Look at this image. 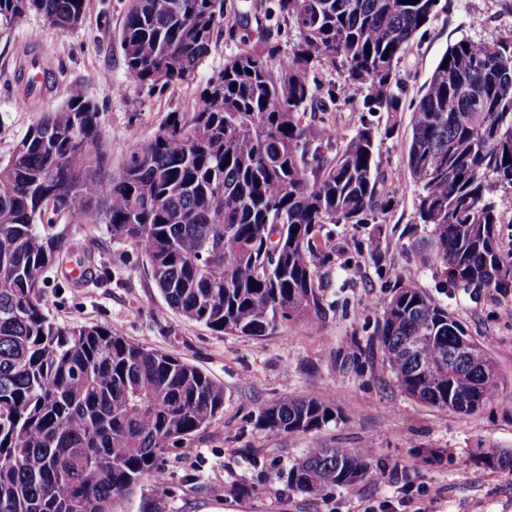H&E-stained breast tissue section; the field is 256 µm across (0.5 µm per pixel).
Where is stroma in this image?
<instances>
[{"mask_svg":"<svg viewBox=\"0 0 512 512\" xmlns=\"http://www.w3.org/2000/svg\"><path fill=\"white\" fill-rule=\"evenodd\" d=\"M275 0H225L226 20L211 55L194 80L148 86L127 72L120 36L129 0H86L77 28L62 30L28 12L0 36V161L42 115L58 108L70 88L82 87L96 103L113 163L150 142L171 112L196 101L207 80L243 44L258 47L256 23ZM512 34V0H447L416 36L397 67L402 112L381 116L377 136L390 208L372 225L327 224L334 249L321 268V307L315 320L284 322L261 338L214 332L182 317L165 302L129 245H112L101 224L83 226L76 253L89 252L112 270L104 286L46 293V310L58 322L106 324L128 340L168 352L205 371L224 387V410L204 431L164 456L162 482L143 483L120 499L114 512H140L144 499L164 512H512V471L477 459L482 448L512 450V293L487 288L471 294L437 269L429 231L415 221V191L405 169L412 103L448 46L464 39ZM38 60L50 81L29 106L18 99L17 77ZM372 240L358 253L353 242ZM411 278L447 306L495 361L492 398L470 414L413 400L401 392L376 338L379 310L371 298L390 293L395 276ZM287 395L329 401L338 418L312 434H277L258 423L261 409ZM366 454L372 468L351 487L316 496L289 490L294 460L315 444ZM467 471L468 481L457 478ZM238 481L243 493L225 497Z\"/></svg>","mask_w":512,"mask_h":512,"instance_id":"1","label":"stroma"}]
</instances>
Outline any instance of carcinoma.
I'll return each mask as SVG.
<instances>
[{
    "label": "carcinoma",
    "instance_id": "obj_1",
    "mask_svg": "<svg viewBox=\"0 0 512 512\" xmlns=\"http://www.w3.org/2000/svg\"><path fill=\"white\" fill-rule=\"evenodd\" d=\"M440 0H276L264 19L295 40L224 62L188 112H171L117 166L94 101L73 88L0 162V512H113L116 499L160 482L166 451L208 428L224 386L110 325L59 323L46 272H64L77 228L103 224L114 245L141 248L167 304L216 333L264 337L319 309V270L333 248L324 224H375L391 206L371 117L401 111L397 64ZM85 0H0V34L29 11L72 29ZM224 26V0H130L121 48L142 85L192 81ZM339 80L318 84L315 74ZM362 92L359 127L331 113ZM406 168L434 261L453 285L512 290V252L498 242L512 195V35L448 46L415 107ZM71 221L60 224L61 216ZM99 284L110 271L83 257ZM376 336L409 397L468 414L495 387V363L469 356L468 331L423 289L395 277ZM336 420L317 396H285L259 424L310 434ZM482 463L512 470V451ZM364 455L316 445L290 467L288 489L352 486Z\"/></svg>",
    "mask_w": 512,
    "mask_h": 512
}]
</instances>
